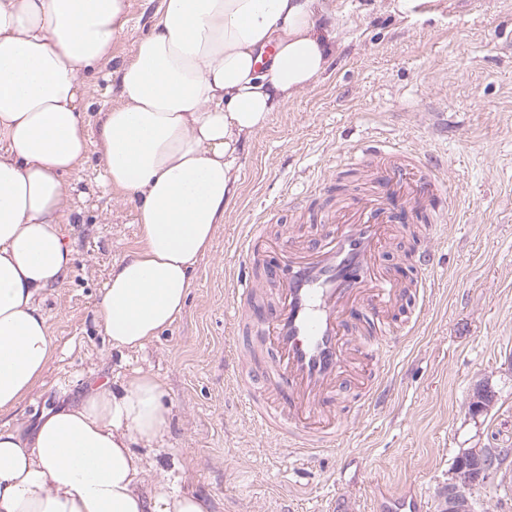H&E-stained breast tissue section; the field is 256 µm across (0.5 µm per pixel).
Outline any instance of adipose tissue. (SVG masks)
<instances>
[{
	"mask_svg": "<svg viewBox=\"0 0 512 512\" xmlns=\"http://www.w3.org/2000/svg\"><path fill=\"white\" fill-rule=\"evenodd\" d=\"M333 0H162L115 99L90 129L88 73L112 68L129 0H0V415L40 382L56 343L41 308L73 262L67 179L95 143L142 244L112 268L96 309L114 347L139 350L182 314L190 274L234 203L246 143L313 87L339 47ZM151 374L89 388L33 428L0 426V512H207L147 482L144 448L170 410Z\"/></svg>",
	"mask_w": 512,
	"mask_h": 512,
	"instance_id": "adipose-tissue-1",
	"label": "adipose tissue"
}]
</instances>
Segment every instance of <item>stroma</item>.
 <instances>
[{
	"label": "stroma",
	"instance_id": "1",
	"mask_svg": "<svg viewBox=\"0 0 512 512\" xmlns=\"http://www.w3.org/2000/svg\"><path fill=\"white\" fill-rule=\"evenodd\" d=\"M160 5L130 0L113 65L131 57ZM334 24L337 59L251 140L239 196L191 274L182 317L138 352L112 347L96 319L111 267L139 232L132 204L101 186L88 145L75 221L62 227L71 271L43 304L56 354L0 426L151 373L171 418L165 447L142 451L150 478L201 496L209 512H375L383 490L412 491L423 512H443L439 492L460 449L512 448V0H336ZM397 148L418 157L431 196L414 210L387 199L394 239L381 264L408 283L414 253L428 250L436 269L392 322L400 340L372 377L371 405L341 392L349 435L304 459L258 432L232 389L227 280L245 225L309 238L390 177L380 158ZM483 381L497 401L474 417L469 394ZM471 499L476 512H512V464Z\"/></svg>",
	"mask_w": 512,
	"mask_h": 512
}]
</instances>
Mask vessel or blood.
I'll return each instance as SVG.
<instances>
[{
  "label": "vessel or blood",
  "instance_id": "obj_1",
  "mask_svg": "<svg viewBox=\"0 0 512 512\" xmlns=\"http://www.w3.org/2000/svg\"><path fill=\"white\" fill-rule=\"evenodd\" d=\"M392 236L370 200L343 223L321 225L309 243L269 242L263 225H246L243 262L226 291L232 332L252 336L248 348L230 350L234 383L254 427L282 446L313 456L348 432L336 417L338 387L363 383L394 342L386 321L403 289L379 263ZM359 310L376 342L356 336L350 315Z\"/></svg>",
  "mask_w": 512,
  "mask_h": 512
}]
</instances>
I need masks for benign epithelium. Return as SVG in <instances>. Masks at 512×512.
Segmentation results:
<instances>
[{
    "label": "benign epithelium",
    "instance_id": "obj_1",
    "mask_svg": "<svg viewBox=\"0 0 512 512\" xmlns=\"http://www.w3.org/2000/svg\"><path fill=\"white\" fill-rule=\"evenodd\" d=\"M512 458V448H464L448 473L442 497L448 512H473L469 490L493 477Z\"/></svg>",
    "mask_w": 512,
    "mask_h": 512
}]
</instances>
